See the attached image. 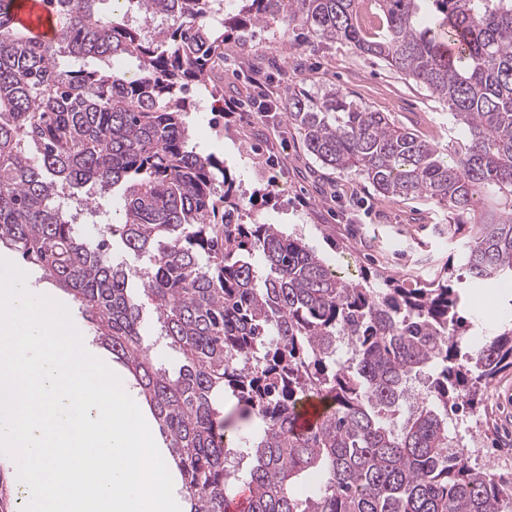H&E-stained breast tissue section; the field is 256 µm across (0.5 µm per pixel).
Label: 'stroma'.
<instances>
[{"label":"stroma","instance_id":"stroma-1","mask_svg":"<svg viewBox=\"0 0 512 512\" xmlns=\"http://www.w3.org/2000/svg\"><path fill=\"white\" fill-rule=\"evenodd\" d=\"M256 69L272 82L280 103L293 90L316 97L333 87L348 101L388 113L398 126L440 147L456 135L446 104L349 44L320 39L306 27L279 20L255 27L245 38L226 31L210 80L239 108L223 110L209 94L196 93L184 120L197 151L223 161L233 175L245 200L243 223L277 224L347 277L374 271L412 282L447 263L455 246L448 236L447 210L425 200L383 199L363 178L316 162L282 112L254 109L264 96L252 82ZM0 256L20 262L15 250L2 246ZM20 264L32 293L55 295L69 308L79 332L94 336L69 294L42 279L32 264ZM467 294L459 314L480 338L512 321V288H471ZM489 306L498 312L492 322L482 319ZM448 433L477 446L473 464L512 470V369L485 392L480 417L449 416Z\"/></svg>","mask_w":512,"mask_h":512}]
</instances>
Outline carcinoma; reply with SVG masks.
<instances>
[{"label": "carcinoma", "instance_id": "carcinoma-1", "mask_svg": "<svg viewBox=\"0 0 512 512\" xmlns=\"http://www.w3.org/2000/svg\"><path fill=\"white\" fill-rule=\"evenodd\" d=\"M14 2L0 0V243L71 295L127 366L189 512H224L240 483L251 512H512V476L475 467L448 436V411L477 414L512 367V323L460 352L470 328L452 288L457 269L512 285V0H377L371 34L361 0H43L59 25L50 39L20 24ZM269 18L349 43L448 104L457 137L445 152L334 87L286 102L322 165L448 209L461 249L430 279L337 276L278 225L241 223L223 163L188 148L190 86L223 95L208 72L224 28ZM118 57L133 68L110 69ZM115 191L116 218L102 203ZM65 196L97 204V237ZM116 236L134 263L114 262ZM133 278L182 356L172 374L142 342ZM426 371L429 392L394 424L409 378ZM224 396L256 420L239 452ZM306 398L328 411L299 430ZM306 479L310 495L297 491ZM14 503L0 478V512Z\"/></svg>", "mask_w": 512, "mask_h": 512}]
</instances>
